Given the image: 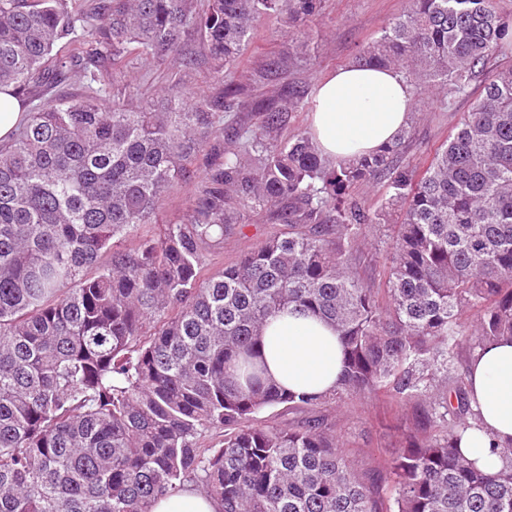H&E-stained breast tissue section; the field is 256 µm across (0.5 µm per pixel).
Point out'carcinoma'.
<instances>
[{
    "mask_svg": "<svg viewBox=\"0 0 512 512\" xmlns=\"http://www.w3.org/2000/svg\"><path fill=\"white\" fill-rule=\"evenodd\" d=\"M322 0H0V91L27 106L0 146V512H151L191 482L222 512H512L508 466L490 473L459 443L476 428L465 343L512 338V16L492 0H412L360 59L418 71L447 91H483L415 178L383 150L332 163L310 133L275 139L303 102L294 87L255 103L244 151L219 127L224 82L263 18L315 16ZM221 61L220 95L176 83L158 112L103 107L134 55L176 56L188 29ZM74 72L81 95L55 93ZM204 179L188 217L157 223L172 183ZM384 179L403 207L386 301L349 271L369 214L350 196ZM270 211L286 231L205 276L234 225ZM157 225L154 234L140 232ZM137 239L132 248L123 247ZM111 255L104 265L101 257ZM479 310L475 322L464 314ZM334 326L345 369L330 395L381 388L421 398L432 434L393 452L390 481L350 466L322 418L249 425L266 408L316 407L284 392L260 355L285 310ZM216 444L206 442L212 434Z\"/></svg>",
    "mask_w": 512,
    "mask_h": 512,
    "instance_id": "obj_1",
    "label": "carcinoma"
}]
</instances>
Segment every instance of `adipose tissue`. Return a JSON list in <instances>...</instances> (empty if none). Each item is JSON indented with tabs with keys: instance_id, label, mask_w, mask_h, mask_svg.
Instances as JSON below:
<instances>
[{
	"instance_id": "1",
	"label": "adipose tissue",
	"mask_w": 512,
	"mask_h": 512,
	"mask_svg": "<svg viewBox=\"0 0 512 512\" xmlns=\"http://www.w3.org/2000/svg\"><path fill=\"white\" fill-rule=\"evenodd\" d=\"M416 105L414 91L398 69L353 64L319 81L309 108L311 133L325 157L348 160L393 143ZM262 355L269 377L294 393L331 394L343 372V348L335 329L308 313L284 311L270 318ZM468 382L478 425L464 434L460 449L479 468L495 472L505 464L499 446L512 442V341L475 350ZM221 510L218 500L190 484L152 507V512Z\"/></svg>"
}]
</instances>
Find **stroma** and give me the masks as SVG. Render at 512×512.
Returning a JSON list of instances; mask_svg holds the SVG:
<instances>
[{"label":"stroma","instance_id":"1","mask_svg":"<svg viewBox=\"0 0 512 512\" xmlns=\"http://www.w3.org/2000/svg\"><path fill=\"white\" fill-rule=\"evenodd\" d=\"M410 7L411 0H322L320 13L299 28L284 15L263 19L254 28L233 69L232 77L240 92L234 109L225 113V120L244 128L253 125L257 121L253 102L278 98L287 86L313 95L326 74L355 62L360 50L378 39L392 20ZM216 66L201 36L191 33L182 44L181 57L171 66H156L147 61L135 66L133 87L137 88V95H130L133 87L114 83L108 85L107 96L127 97L133 104L148 108L162 100V88L172 79L185 92L210 96L220 89L214 78ZM410 81L419 106L407 126L398 162L420 173L430 165L435 150L472 110L482 86L474 84L470 96L449 100L439 95L428 79L414 75ZM281 230L271 216L252 217L227 236L223 246L208 254L207 273L234 265ZM394 231L391 222L369 226L364 245L349 256L348 267L364 287L384 288L393 260L390 239ZM316 413L334 423L354 470L361 476L383 481L392 451L403 447L407 436L417 429L420 402L394 399L380 390L331 401L314 411L272 407L259 413L255 421L285 427L301 424Z\"/></svg>","mask_w":512,"mask_h":512}]
</instances>
